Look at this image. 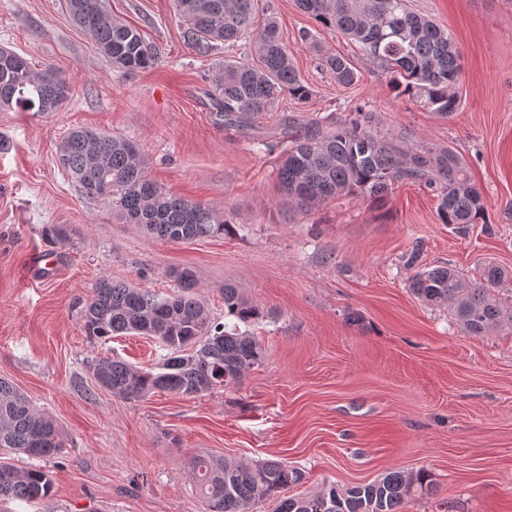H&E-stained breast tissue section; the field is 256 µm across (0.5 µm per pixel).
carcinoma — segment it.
Masks as SVG:
<instances>
[{"label": "carcinoma", "mask_w": 512, "mask_h": 512, "mask_svg": "<svg viewBox=\"0 0 512 512\" xmlns=\"http://www.w3.org/2000/svg\"><path fill=\"white\" fill-rule=\"evenodd\" d=\"M299 7L322 26L354 41L370 59L393 75L396 91L430 111L449 117L458 111L457 91L461 53L448 31L409 10L406 0H297ZM74 24L89 33L99 51L126 72L147 69L156 62L141 32L112 18L105 0H67ZM176 14L186 26L190 46L205 55L220 43L249 39L250 57L226 59L213 82L212 99L222 124L248 127L272 110L283 94L305 102L311 90L279 37L277 23L255 21L254 0H175ZM336 81L351 85L357 73L341 55L322 58ZM70 79L51 68L36 71L17 54L0 57V107L22 112H55L67 101ZM376 113L355 108L348 122L322 129L310 125L293 134L283 152L278 178L288 202L310 210L348 195L380 198L399 180H422L438 191L442 223L464 231L485 216L480 190L464 174L451 149L410 151L402 141L378 131ZM60 167L92 198H106L125 222L150 238L185 242L224 234L229 227L209 207L172 196L146 173L136 143L86 127L71 129L58 143ZM169 276L176 289L160 294L104 277L81 311L86 334L108 340L124 333L153 336L169 350L162 371H144L103 358L94 365L97 384L112 395L136 400L169 392L197 397L218 387L239 384L261 363L264 351L256 337L241 326L263 319L239 288H222L224 318L211 319L196 293L189 267ZM507 273L488 264L479 278L467 281L448 265L416 273L411 289L433 305H444L461 329L482 336L494 328H512V297L492 294ZM65 435L49 414L34 408L10 381L0 378V449L31 459L57 455ZM192 480L202 512H248L255 502L273 500L275 512H402L412 492L430 495L433 480L426 471L393 470L370 482L339 487L333 483L311 495L283 497L303 480V473L275 460L243 463L211 455L196 457ZM53 479L42 468L19 469L0 461V503L48 497Z\"/></svg>", "instance_id": "carcinoma-1"}]
</instances>
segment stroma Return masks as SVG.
I'll list each match as a JSON object with an SVG mask.
<instances>
[{"label": "stroma", "mask_w": 512, "mask_h": 512, "mask_svg": "<svg viewBox=\"0 0 512 512\" xmlns=\"http://www.w3.org/2000/svg\"><path fill=\"white\" fill-rule=\"evenodd\" d=\"M407 6L461 51V106L451 118L399 95L379 64L295 0H257L311 96H281L240 130L218 123L206 92L225 56L249 55L247 41L196 54L174 0H106L156 54L153 67L131 74L73 23L66 0H0V47L71 79L60 111L0 108V377L66 434L62 452L41 463L53 478L49 497L10 502V512H200L190 463L204 454L297 466L304 478L291 496L424 469L435 491L411 493L403 512H439L442 500L449 512H512V329L466 335L446 308L410 289L419 268L449 264L473 279L493 263L512 273V0ZM327 54L352 62L354 84L321 67ZM358 106L377 113L387 137L452 149L485 198V223L455 232L441 223L435 192L413 180L378 200L293 210L277 184L285 118L333 125ZM77 126L137 143L151 180L208 206L230 231L151 239L108 200L86 197L56 156ZM55 224L69 241L49 235ZM37 252L47 267L33 274ZM183 266L216 321L227 283L266 311L249 328L262 363L240 385L195 398L114 397L94 379L99 359L156 371L168 351L134 333L87 336L81 311L94 285L106 276L165 292L174 287L169 270Z\"/></svg>", "instance_id": "1"}]
</instances>
